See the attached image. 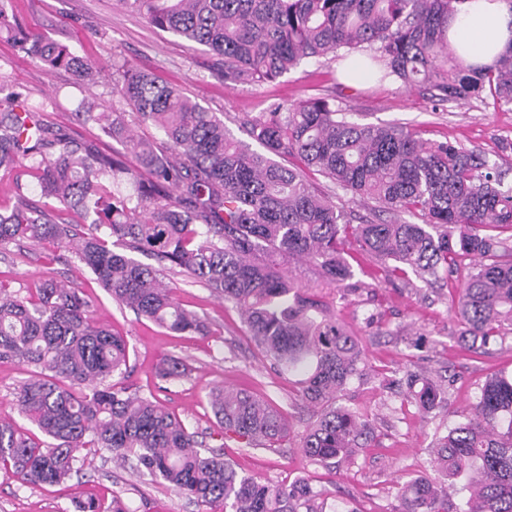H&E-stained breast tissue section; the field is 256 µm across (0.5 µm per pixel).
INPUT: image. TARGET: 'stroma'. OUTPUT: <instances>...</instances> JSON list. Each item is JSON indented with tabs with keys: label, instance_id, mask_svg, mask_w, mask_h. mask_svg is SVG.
I'll list each match as a JSON object with an SVG mask.
<instances>
[{
	"label": "stroma",
	"instance_id": "stroma-1",
	"mask_svg": "<svg viewBox=\"0 0 512 512\" xmlns=\"http://www.w3.org/2000/svg\"><path fill=\"white\" fill-rule=\"evenodd\" d=\"M15 3L17 19L28 30L70 45L92 63L123 65L178 86L209 111L223 114L230 133L251 150L259 145L241 128L244 118L259 115L273 102L287 106L324 96L355 121L403 125L422 141L447 140L484 152L512 182L511 106L496 109L474 98L437 107L428 91L392 78L352 87L344 82L336 59L302 64L270 83L227 85L215 72L211 52L156 29L143 16L121 8L118 0ZM0 82L71 138L104 152L121 150L120 142L76 117L89 94L101 111L120 107L108 71L87 89L71 73L47 71L15 44L0 39ZM20 193L34 205L46 203L27 161L12 171H0V211L12 207ZM344 249L360 289L344 298L338 291H327L331 313L358 337L369 365L382 372L422 370L425 377L447 386L448 401L423 413L400 389L381 387L375 379L351 382L337 403L368 416L375 439L351 463L330 468L312 463L300 447L312 411L294 377L272 368L250 340L240 310L205 285L168 273L174 297L210 325L208 335L178 336L113 300L94 275L83 270L72 245L24 242L0 247V282L23 297L47 279L75 283L89 302L93 321L129 342L130 371L119 378V385L155 394L197 432L206 448L223 449L237 470L273 485L305 480L321 493L329 512H397L398 488L429 473L436 439L470 412L479 386L492 375L512 374V335L504 344L486 347L463 339L452 302L455 283L444 280L428 286L414 277L391 281L383 265L360 253L354 241H347ZM169 358L182 359L189 369L185 376L162 384L155 368ZM30 375V366L22 362L0 361V417L12 418L24 429L30 423L16 409L15 392ZM220 386L247 390L277 406L288 428L287 444L244 450L236 442H225L208 403L210 392ZM77 468L66 482L43 487L21 485L0 470V512H76V500L87 494L118 496L131 512H205L111 455L82 451Z\"/></svg>",
	"mask_w": 512,
	"mask_h": 512
}]
</instances>
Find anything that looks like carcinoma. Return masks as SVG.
I'll return each instance as SVG.
<instances>
[{
	"label": "carcinoma",
	"instance_id": "1",
	"mask_svg": "<svg viewBox=\"0 0 512 512\" xmlns=\"http://www.w3.org/2000/svg\"><path fill=\"white\" fill-rule=\"evenodd\" d=\"M155 28L205 47L221 58L226 84L269 82L309 59L369 50L386 74L424 86L438 105L472 98L512 105V42L491 63H463L448 39L462 0H118ZM10 35L45 69L66 70L92 84L101 69L70 48L33 36L0 0V35ZM114 92L130 112H99L93 100L77 113L134 155L104 153L71 140L5 96L0 106V169L33 161L42 194L56 208L80 213L85 226L58 222L52 211L19 200L0 212V246L11 241L61 245L78 240L82 266L114 300L172 333L205 335L208 324L184 309L162 280L177 269L240 307L255 345L281 372L298 376L302 399L319 408L302 451L340 465L372 435L368 421L335 406L347 385L367 374L361 345L328 314L322 290L349 283L352 266L340 249L348 236L425 284H459L463 335L487 345L512 335V184L480 151L447 141L424 143L406 127L363 124L324 97L268 111L244 122L264 152L233 139L224 118L180 90L118 66ZM152 125L165 146L136 139L129 120ZM298 157L343 191L373 203L374 218L352 224L316 191L304 172L282 160ZM128 182L125 193L107 184ZM395 218L384 220L380 214ZM419 217L418 224L404 219ZM155 259L158 266L133 256ZM307 258L319 280L285 277L281 263ZM0 359L22 361L33 374L17 390L21 415L37 432L0 419V470L21 484H57L72 476L83 450L107 451L151 480L178 491L207 512H325L321 494L303 480L273 486L240 472L224 454L200 452L197 433L154 397L112 383L127 371L126 340L97 325L78 286L47 280L21 298L0 285ZM178 358L157 378L185 374ZM382 386L407 389L422 412L446 400L444 387L408 369L382 376ZM209 405L224 438L242 448H270L288 436L281 413L245 391L214 389ZM433 474L400 488L399 512H459L448 484L466 480L464 512H512V375L489 377L473 417L438 439ZM77 512H131L118 498L88 497Z\"/></svg>",
	"mask_w": 512,
	"mask_h": 512
}]
</instances>
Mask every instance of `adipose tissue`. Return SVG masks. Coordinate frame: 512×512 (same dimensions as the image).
I'll return each instance as SVG.
<instances>
[{"label": "adipose tissue", "instance_id": "adipose-tissue-1", "mask_svg": "<svg viewBox=\"0 0 512 512\" xmlns=\"http://www.w3.org/2000/svg\"><path fill=\"white\" fill-rule=\"evenodd\" d=\"M450 36L467 63L492 62L512 41V7L506 0H462L450 21Z\"/></svg>", "mask_w": 512, "mask_h": 512}]
</instances>
